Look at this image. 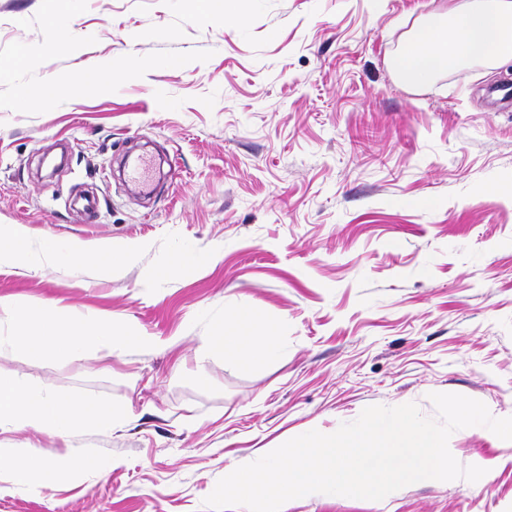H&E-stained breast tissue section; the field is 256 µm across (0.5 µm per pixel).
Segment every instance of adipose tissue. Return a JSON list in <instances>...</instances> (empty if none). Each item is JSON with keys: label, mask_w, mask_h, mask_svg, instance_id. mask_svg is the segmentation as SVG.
I'll return each instance as SVG.
<instances>
[{"label": "adipose tissue", "mask_w": 512, "mask_h": 512, "mask_svg": "<svg viewBox=\"0 0 512 512\" xmlns=\"http://www.w3.org/2000/svg\"><path fill=\"white\" fill-rule=\"evenodd\" d=\"M512 60V0H448L443 12L419 23L392 56V72L402 81L420 85L436 75L469 64L489 68ZM111 80V68L102 64L68 75L63 81H50L32 88L30 104L38 106L63 93L78 94L89 88L102 89ZM45 250L60 265H91L109 271L130 260L133 248L89 250L82 246L54 241ZM0 316L10 325L8 335L0 336L7 345L33 361L70 358L87 361L101 351L122 353L145 349L152 337L138 333L113 334L111 323L88 317L76 318L63 308L36 315L22 304L0 298ZM204 352L198 357L197 376L207 380V355L230 353L242 362L272 359L279 343L272 333H259L252 314L239 311L228 330L203 337ZM131 409L115 410L111 405L87 397L62 399L48 390H35L17 378L0 377V433L32 429L46 432L70 445L79 432L123 425ZM0 470L7 471L15 485L35 484L38 489L55 488L65 473L55 457H35L18 450L0 454Z\"/></svg>", "instance_id": "1"}]
</instances>
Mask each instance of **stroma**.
Instances as JSON below:
<instances>
[{
	"instance_id": "35a3bbf8",
	"label": "stroma",
	"mask_w": 512,
	"mask_h": 512,
	"mask_svg": "<svg viewBox=\"0 0 512 512\" xmlns=\"http://www.w3.org/2000/svg\"><path fill=\"white\" fill-rule=\"evenodd\" d=\"M442 5L245 0L232 24L201 0H0V226L31 242L27 263H0V297L157 339L82 366L0 350V375L134 413L73 438L99 470L0 484V512H210L260 449L368 406L433 418L430 394L451 393L512 416V63L420 87L390 69ZM53 17L73 49L50 39ZM98 64L109 88L29 104L27 89ZM132 150L166 158L151 193L119 171ZM49 240L142 250L104 273L49 262ZM188 248L214 259L170 273ZM242 310L280 355H212L200 383L203 337ZM449 449L485 475L282 512H512V441L473 426Z\"/></svg>"
}]
</instances>
